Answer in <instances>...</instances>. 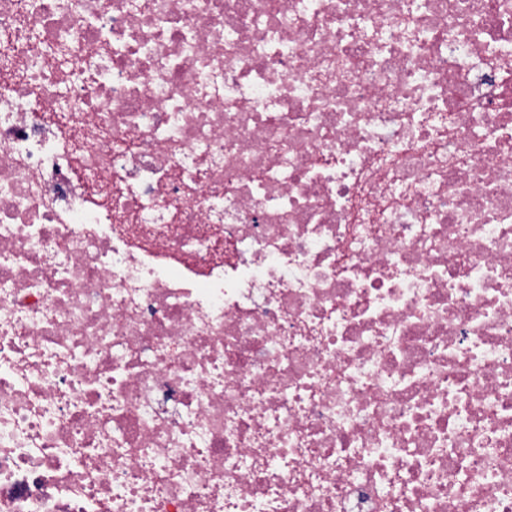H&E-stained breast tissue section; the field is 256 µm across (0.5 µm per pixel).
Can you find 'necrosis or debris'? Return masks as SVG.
<instances>
[{"label":"necrosis or debris","mask_w":512,"mask_h":512,"mask_svg":"<svg viewBox=\"0 0 512 512\" xmlns=\"http://www.w3.org/2000/svg\"><path fill=\"white\" fill-rule=\"evenodd\" d=\"M0 512H512V0H0Z\"/></svg>","instance_id":"1"}]
</instances>
